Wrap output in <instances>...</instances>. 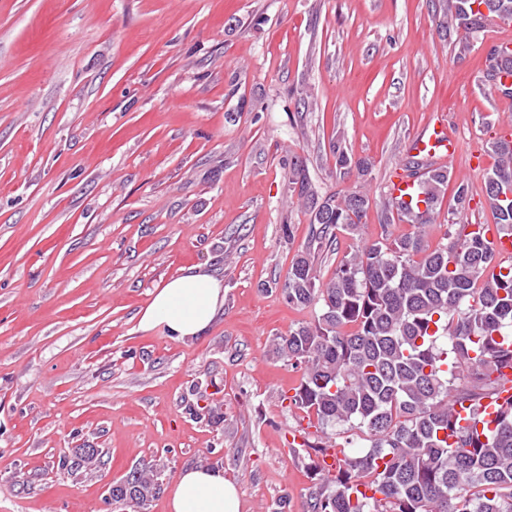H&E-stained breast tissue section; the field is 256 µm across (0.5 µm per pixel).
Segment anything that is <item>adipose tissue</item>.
Wrapping results in <instances>:
<instances>
[{"label":"adipose tissue","mask_w":512,"mask_h":512,"mask_svg":"<svg viewBox=\"0 0 512 512\" xmlns=\"http://www.w3.org/2000/svg\"><path fill=\"white\" fill-rule=\"evenodd\" d=\"M224 304V285L206 268L197 266L158 285L140 312L138 327L169 337L204 333ZM169 512H239L234 483L223 470L205 466L182 471L169 494Z\"/></svg>","instance_id":"ef3b65f1"}]
</instances>
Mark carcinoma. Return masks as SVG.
Listing matches in <instances>:
<instances>
[{
    "mask_svg": "<svg viewBox=\"0 0 512 512\" xmlns=\"http://www.w3.org/2000/svg\"><path fill=\"white\" fill-rule=\"evenodd\" d=\"M512 23V0H448V25L479 33L491 22ZM512 72V50L488 59V77ZM493 165L481 192L499 235L512 236V139L486 145ZM423 198L389 199L384 223L413 231L360 238L370 207L354 191L318 199L296 163L288 184L310 212L311 233L291 262L283 293L295 308H319L275 339L274 350L301 372L288 411L316 420L318 440L293 448L313 481L302 512H512V260L487 237V224L448 225L451 242L430 245L448 188V169L417 175ZM473 194L455 184L453 214ZM359 238L355 250L323 280L318 260L338 234ZM497 406L486 419V403ZM345 435L341 459L323 465L327 440ZM369 447L356 446L357 440ZM102 463L99 451H75L71 466ZM159 473L140 466L112 483V503L142 506L160 493Z\"/></svg>",
    "mask_w": 512,
    "mask_h": 512,
    "instance_id": "1",
    "label": "carcinoma"
}]
</instances>
